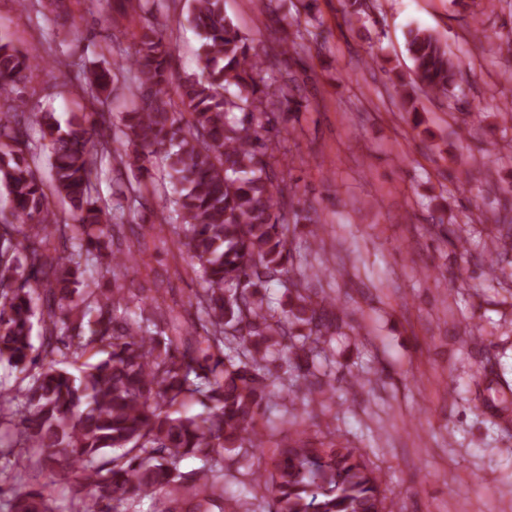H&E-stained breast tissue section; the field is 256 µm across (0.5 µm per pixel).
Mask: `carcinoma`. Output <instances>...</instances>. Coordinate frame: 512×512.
I'll use <instances>...</instances> for the list:
<instances>
[{
    "instance_id": "carcinoma-1",
    "label": "carcinoma",
    "mask_w": 512,
    "mask_h": 512,
    "mask_svg": "<svg viewBox=\"0 0 512 512\" xmlns=\"http://www.w3.org/2000/svg\"><path fill=\"white\" fill-rule=\"evenodd\" d=\"M186 2L208 77L174 83L169 45L161 31L144 28L134 55L99 67L85 89L96 101L112 91L116 72L135 71L138 101L121 113L113 135L77 114L63 127L13 97L39 46L20 50L0 39V97L13 102L10 118H0V195L8 203L0 209V365L25 382L0 390V415L18 417L14 446L26 461L65 464L57 480L17 492L11 512H57L59 483L70 512H139L146 497L154 512L180 505L183 512H251L258 498L268 512H387L370 461L332 439L290 438L272 450L271 468L236 467L266 444L259 424L275 384L305 398H333L326 347L355 326L316 285L319 271L294 268L281 206L298 223L316 220L294 208L295 192L271 162L281 112H297L303 101L293 72L278 78L268 69L280 56L296 64L310 54L306 41L318 39L322 26L318 0H301L294 15L277 14L280 0H257L256 10L279 24L264 54L225 15L224 0ZM365 6L342 0L352 20H361ZM406 43L415 79L398 87L416 115V91L454 93L461 68L426 29L409 30ZM31 123L41 126L37 140L27 138ZM114 162L149 178L172 205L173 215L158 216L157 234L186 233L190 270L203 288L179 311L162 309L147 288L118 283L117 270L131 255L113 249L115 229L128 220L124 192L105 197L91 182ZM55 198L68 204L72 223H59ZM476 224L468 215L444 228V237L462 254L463 233H484L507 256L512 210ZM55 238L62 250L53 252ZM91 269L112 278L114 288L85 278ZM273 282L288 293L281 316L266 299ZM89 350L99 358L71 372V360ZM193 402L204 411L182 412ZM187 457L200 467L183 471ZM226 482L238 484L242 496H224Z\"/></svg>"
}]
</instances>
